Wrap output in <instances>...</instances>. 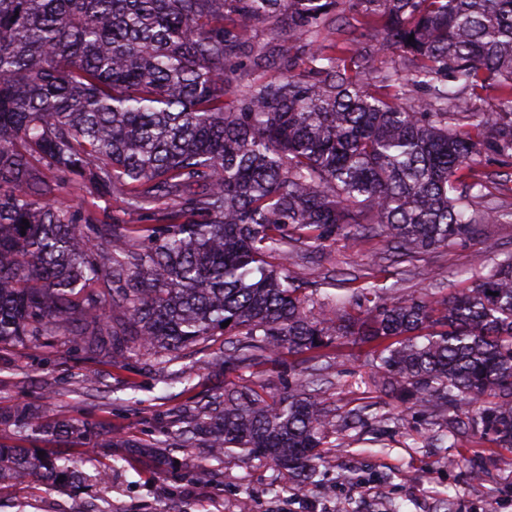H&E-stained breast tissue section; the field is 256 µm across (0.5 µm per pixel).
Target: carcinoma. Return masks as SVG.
<instances>
[{
    "label": "carcinoma",
    "mask_w": 512,
    "mask_h": 512,
    "mask_svg": "<svg viewBox=\"0 0 512 512\" xmlns=\"http://www.w3.org/2000/svg\"><path fill=\"white\" fill-rule=\"evenodd\" d=\"M352 14L381 26L378 45ZM259 21L302 42L304 60L281 58L269 80L252 77L272 58L250 37ZM380 51L410 73L372 74ZM489 91L496 110L457 124ZM480 153L512 159V0H0V344L80 336L108 362L161 365L222 336L212 360L241 378L353 336L406 404L378 426L422 414L442 441L512 448V251L449 297L385 303L367 273L318 311L288 268L338 235L383 237L410 262L512 223ZM71 185L118 193L147 223L92 224L61 201ZM331 369L317 358L279 394L226 383L152 441L102 425V447L160 466L167 448L237 449L301 489L336 428ZM0 424L84 432L37 407ZM35 476L80 471L0 444V478Z\"/></svg>",
    "instance_id": "obj_1"
}]
</instances>
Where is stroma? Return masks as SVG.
I'll return each mask as SVG.
<instances>
[{
    "label": "stroma",
    "mask_w": 512,
    "mask_h": 512,
    "mask_svg": "<svg viewBox=\"0 0 512 512\" xmlns=\"http://www.w3.org/2000/svg\"><path fill=\"white\" fill-rule=\"evenodd\" d=\"M66 204L95 224L120 215L118 194L86 190L66 194ZM512 250V223L484 225L481 235L445 249L422 254L414 266L390 260V246L380 238L354 241L344 237L306 252L293 272L301 287L328 275L373 273L378 280L398 283L402 293L422 299L447 295L466 285L468 269L489 257V246ZM335 362V384L327 402L337 414L364 407L368 412L397 413L400 402L372 383L371 347L343 337L329 345ZM305 367L302 356L281 352L247 372L280 390ZM190 372V385L165 384L164 374ZM97 373L95 388L84 380ZM224 384V373L207 368L201 355L187 353L154 366L146 356L130 354L123 366L96 362L79 339L52 338L43 346H0V411L40 407L50 419L107 423L120 434L159 438L188 394H207ZM327 459L317 485L283 491L284 476L269 462L226 454L211 480L190 479L180 462L202 457V448L171 449V461L158 467L130 453L113 464L95 435L78 445L63 439L36 440L46 455L72 459L89 481L47 485L35 479L20 486H0V512H512V469L501 465L508 451L490 444L459 442L447 448L428 444L423 419L408 429L376 433L352 429L331 435ZM108 469L101 481L96 473Z\"/></svg>",
    "instance_id": "obj_1"
}]
</instances>
